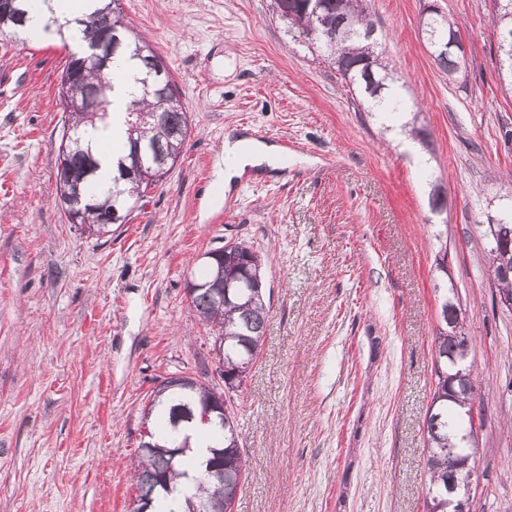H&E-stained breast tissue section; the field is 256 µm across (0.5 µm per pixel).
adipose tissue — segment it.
Segmentation results:
<instances>
[{"instance_id":"obj_1","label":"adipose tissue","mask_w":512,"mask_h":512,"mask_svg":"<svg viewBox=\"0 0 512 512\" xmlns=\"http://www.w3.org/2000/svg\"><path fill=\"white\" fill-rule=\"evenodd\" d=\"M111 70L113 89L109 94L110 119L108 124L95 135L102 177L107 181L112 178L114 149L126 137L125 112L134 88L133 71L125 59L116 58ZM263 165L271 168L280 167L281 159L275 147L248 138L225 137L223 171L225 182L229 183L240 177L245 169Z\"/></svg>"}]
</instances>
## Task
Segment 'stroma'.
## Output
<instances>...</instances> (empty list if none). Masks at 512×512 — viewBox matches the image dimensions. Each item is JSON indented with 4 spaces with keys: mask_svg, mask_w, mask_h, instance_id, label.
<instances>
[{
    "mask_svg": "<svg viewBox=\"0 0 512 512\" xmlns=\"http://www.w3.org/2000/svg\"><path fill=\"white\" fill-rule=\"evenodd\" d=\"M118 5L165 59L191 130L103 237L58 203L67 48L0 33V512H132V462L158 426L143 417L151 392L211 360L187 283L230 240L261 255L270 307L233 403L245 467L234 512H424L443 246L479 386L470 512H512V311L485 264V226L512 203L492 0H372L425 144L364 112L273 0ZM430 6L464 44L456 77L421 32ZM229 133L277 146L285 167L245 170L216 194Z\"/></svg>",
    "mask_w": 512,
    "mask_h": 512,
    "instance_id": "35a3bbf8",
    "label": "stroma"
}]
</instances>
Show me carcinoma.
<instances>
[{
    "label": "carcinoma",
    "mask_w": 512,
    "mask_h": 512,
    "mask_svg": "<svg viewBox=\"0 0 512 512\" xmlns=\"http://www.w3.org/2000/svg\"><path fill=\"white\" fill-rule=\"evenodd\" d=\"M278 8L295 16L289 21L293 39L307 48L318 51L324 60L336 66L344 80L356 86L368 104L369 111L380 114H405L410 103L397 86V78L387 71L376 52L375 22L372 19L371 0H275ZM97 3L87 0L80 15L84 24L73 27L74 38L83 44L112 40L116 53L128 55L135 62L141 77L137 94L127 107V121H139L138 130L127 136L128 152L119 159L117 173L110 183L100 179L94 132L97 124L108 116L111 89L110 67L100 63L80 64L75 53L68 55L62 73H75L76 78L68 93L74 102L69 111L67 127L72 139L66 152H58L69 163V170L80 178L85 168L92 176L81 184L84 199L90 204L92 215L85 231L92 235L112 232L107 221L127 223L135 203L148 188L159 183L158 173L170 169L179 158L182 144L190 129V116L182 98L166 94L160 89L154 69L163 58L114 12L112 33L92 21ZM493 21L497 33L507 30L511 36L498 39L501 62L512 66V0H501L493 5ZM451 24L444 23L439 13L429 17L427 30L434 41L448 43ZM437 66L455 76L465 62L464 55L448 51V56L434 58ZM152 148L144 167L135 179L124 178L123 170L131 162L137 145ZM488 272L497 291L512 293V254L487 249ZM248 275L249 283H240L229 297H221L214 286L228 278ZM264 277L261 255L244 242L224 243V258L206 265L198 278L200 288L188 290L190 304L200 320L213 328L215 337L224 339V368L215 373L224 377V388L234 392L246 378V364L257 355L262 345L269 309L264 293L256 282ZM458 304L443 294L440 303V325L435 337L436 382L432 402L425 419L426 431V512H454L448 503V484L454 473L448 470V449L456 448L460 462H471L474 444L463 441L469 430V412L473 407L476 388L473 378L463 384L454 380L456 363L469 365L471 345L450 335L451 325L464 328L456 316ZM214 390L182 376L167 378V384L153 392L147 414L157 417L160 429L140 445L134 462V476L138 495L136 502L151 512H194V505L204 502L210 512H233L232 507L242 485L243 460L236 433L235 419L230 408L224 418H212L214 432L212 448H224V479L204 475L200 469L194 478V490L181 492L179 479L187 476L192 465L188 455L186 428L200 419Z\"/></svg>",
    "instance_id": "obj_1"
}]
</instances>
